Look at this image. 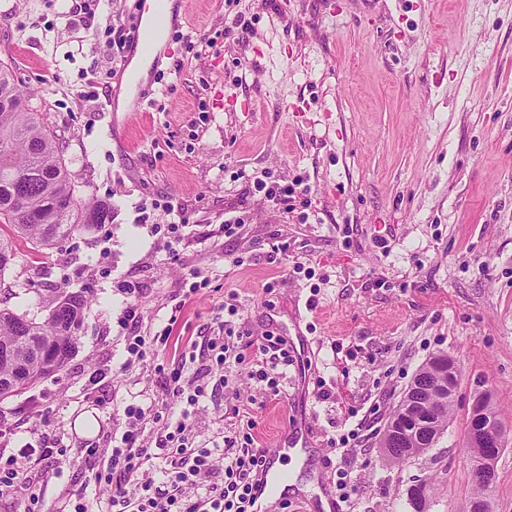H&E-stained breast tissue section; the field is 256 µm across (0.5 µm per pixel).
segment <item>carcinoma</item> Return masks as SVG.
I'll list each match as a JSON object with an SVG mask.
<instances>
[{
    "label": "carcinoma",
    "instance_id": "obj_1",
    "mask_svg": "<svg viewBox=\"0 0 512 512\" xmlns=\"http://www.w3.org/2000/svg\"><path fill=\"white\" fill-rule=\"evenodd\" d=\"M108 218L107 208L76 195L58 135L20 89L13 71L0 63V256L15 259L19 241L38 252L50 250ZM85 305V297L77 293L44 320L28 323L0 308V349L11 351L0 357V401L64 370L77 348ZM445 360L442 354L431 358L416 375L415 393L433 403L437 413L404 414L396 409L393 416L409 422L410 433L402 445L386 433L382 452L388 459L401 462L405 455H419L442 434L453 402L443 386L457 384Z\"/></svg>",
    "mask_w": 512,
    "mask_h": 512
}]
</instances>
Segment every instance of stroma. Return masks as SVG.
<instances>
[{
    "mask_svg": "<svg viewBox=\"0 0 512 512\" xmlns=\"http://www.w3.org/2000/svg\"><path fill=\"white\" fill-rule=\"evenodd\" d=\"M78 2L0 0V63L34 92L77 194L110 211L50 251L20 247L0 279V308L31 318L60 292L88 299L64 371L0 402V454L63 446L47 500H107L104 460L87 449L120 444L128 405L182 410L156 371L172 347L131 364L129 339L168 327L185 344L228 323L253 340L303 337L309 354L275 393L251 379L253 359L231 364L228 385L191 410L198 440L250 423L269 444L303 407L316 453L292 476L333 484L334 440L374 407L342 512H414L418 483L428 512H465L479 493L468 412L487 392L506 436L484 495L512 512V0H186L145 109L121 131L106 110L124 76L106 25L135 20L141 0H100L65 24ZM265 172L303 179L310 208L271 206L252 188ZM234 215L244 224L228 238ZM196 273L206 285L190 296ZM439 354L459 368L448 424L426 453L390 462L387 423Z\"/></svg>",
    "mask_w": 512,
    "mask_h": 512,
    "instance_id": "35a3bbf8",
    "label": "stroma"
}]
</instances>
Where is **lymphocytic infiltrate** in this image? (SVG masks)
Listing matches in <instances>:
<instances>
[{
	"mask_svg": "<svg viewBox=\"0 0 512 512\" xmlns=\"http://www.w3.org/2000/svg\"><path fill=\"white\" fill-rule=\"evenodd\" d=\"M246 344L232 336L217 334L191 342L167 372L165 388L169 395L188 406H195L204 396L214 366L227 361L243 362ZM269 360L268 367L253 371L252 376L277 390L278 368L293 365L294 358L284 337L265 332L255 349ZM194 365L191 378H184L187 365ZM128 428L121 444L112 448L107 467L96 473L97 482L112 489V507L118 512H252L257 491L256 475L264 465L265 455L252 432L228 438L224 450V475L212 483L213 449L200 446L189 424L164 423L154 445L140 440L146 419L143 408L125 410ZM166 452L170 479L166 490L153 489L143 476L159 452ZM55 449L27 448L19 454L0 455V503L20 499L28 503L27 512H46L45 487L47 462Z\"/></svg>",
	"mask_w": 512,
	"mask_h": 512,
	"instance_id": "f902f5d3",
	"label": "lymphocytic infiltrate"
}]
</instances>
